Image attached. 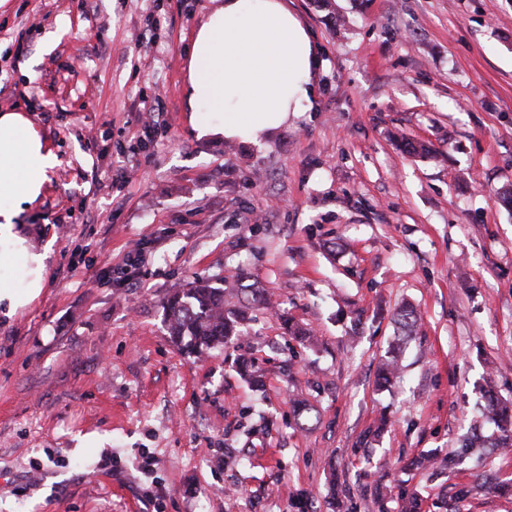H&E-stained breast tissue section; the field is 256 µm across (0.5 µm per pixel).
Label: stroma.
<instances>
[{"mask_svg": "<svg viewBox=\"0 0 512 512\" xmlns=\"http://www.w3.org/2000/svg\"><path fill=\"white\" fill-rule=\"evenodd\" d=\"M210 5L0 0V111L60 159L17 219L45 286L0 314V512H512L482 484L512 451L462 446L482 385L512 401V0H291L316 97L258 144L189 122ZM243 274L274 303L245 336L170 342L173 289ZM405 302L419 328L381 391ZM400 346L396 345L388 352L387 357L383 361L379 375V387L387 389L397 378L400 370Z\"/></svg>", "mask_w": 512, "mask_h": 512, "instance_id": "35a3bbf8", "label": "stroma"}]
</instances>
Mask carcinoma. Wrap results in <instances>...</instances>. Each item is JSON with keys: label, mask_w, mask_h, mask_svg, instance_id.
<instances>
[{"label": "carcinoma", "mask_w": 512, "mask_h": 512, "mask_svg": "<svg viewBox=\"0 0 512 512\" xmlns=\"http://www.w3.org/2000/svg\"><path fill=\"white\" fill-rule=\"evenodd\" d=\"M268 305L265 288L257 281L237 279V287L228 291L224 285L209 279L195 277L182 287L172 291L163 301L164 319L170 340L189 354L200 355L205 350L227 344L243 334L244 325L250 321L249 313ZM394 321L400 339L413 335L418 315L411 307H401ZM400 346L388 352L379 375V387H390L400 370ZM243 378L252 386H262L261 374L255 364L241 360ZM481 404L482 416L497 428L494 438H486L480 426L475 425L464 439L466 448H512V403L501 400L493 390L484 393Z\"/></svg>", "instance_id": "cac0c4a2"}]
</instances>
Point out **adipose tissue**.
Segmentation results:
<instances>
[{"mask_svg": "<svg viewBox=\"0 0 512 512\" xmlns=\"http://www.w3.org/2000/svg\"><path fill=\"white\" fill-rule=\"evenodd\" d=\"M318 66L312 37L287 0H219L189 54L192 127L201 137L259 142L310 105ZM58 163L25 112L0 113V305L11 313L40 295L47 258L29 249L14 220L42 196Z\"/></svg>", "mask_w": 512, "mask_h": 512, "instance_id": "1", "label": "adipose tissue"}]
</instances>
